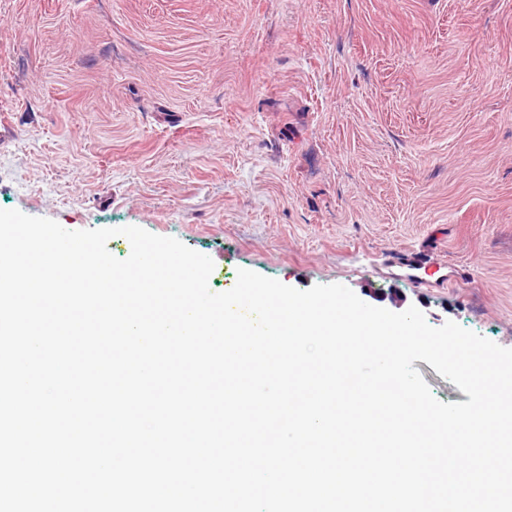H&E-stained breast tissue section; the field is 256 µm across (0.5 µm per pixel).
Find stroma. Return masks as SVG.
Here are the masks:
<instances>
[{
	"instance_id": "stroma-1",
	"label": "stroma",
	"mask_w": 512,
	"mask_h": 512,
	"mask_svg": "<svg viewBox=\"0 0 512 512\" xmlns=\"http://www.w3.org/2000/svg\"><path fill=\"white\" fill-rule=\"evenodd\" d=\"M0 209L512 348V0H0ZM381 264L384 267H395V266H404L408 267L410 270L413 271H420V274H411L410 276L414 281L421 285H429L431 282L429 280H426L423 277V273L429 276L434 275L437 271H439L441 268H444L443 264H440L437 269L430 270V259L429 260H423L419 257H413L411 259L404 258L400 253L397 252H387L383 253L380 256ZM411 262V263H410Z\"/></svg>"
}]
</instances>
